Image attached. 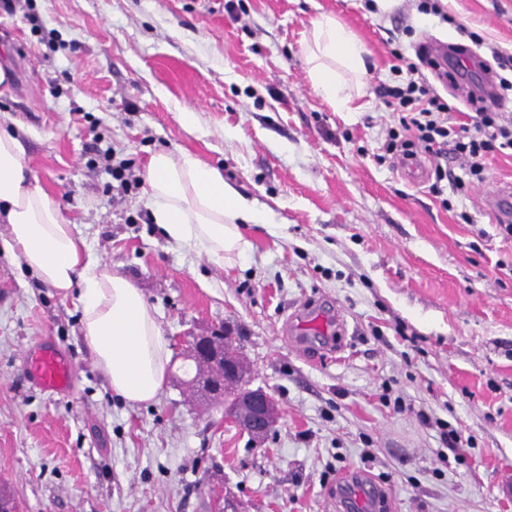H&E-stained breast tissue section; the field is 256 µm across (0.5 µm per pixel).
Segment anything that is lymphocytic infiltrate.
I'll use <instances>...</instances> for the list:
<instances>
[{"label":"lymphocytic infiltrate","mask_w":512,"mask_h":512,"mask_svg":"<svg viewBox=\"0 0 512 512\" xmlns=\"http://www.w3.org/2000/svg\"><path fill=\"white\" fill-rule=\"evenodd\" d=\"M498 87L489 104L475 106L470 123L458 124L453 106L425 78L379 85L377 92L386 105L402 114L400 130L389 133L388 151L398 159L427 154L439 182L447 178L452 162L481 176L486 156L512 150V119L504 115L512 80L500 78Z\"/></svg>","instance_id":"1"}]
</instances>
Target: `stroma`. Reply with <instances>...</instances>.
I'll use <instances>...</instances> for the list:
<instances>
[{"instance_id": "obj_1", "label": "stroma", "mask_w": 512, "mask_h": 512, "mask_svg": "<svg viewBox=\"0 0 512 512\" xmlns=\"http://www.w3.org/2000/svg\"><path fill=\"white\" fill-rule=\"evenodd\" d=\"M0 0V63L14 74L0 126L16 132L45 190L95 256L145 294L170 341L167 384L150 403L116 396L81 336L73 301L0 254V488L21 512H512V237L484 193L512 184V155L485 161L466 194L415 184L385 150L399 116L376 93L394 80L389 38L457 43L492 63L512 55V0H443L447 19L396 0ZM330 13L366 49L364 108L338 112L303 57ZM194 113L186 127L183 113ZM180 149L217 168L265 215L224 270L154 223L150 156ZM340 315L324 337L299 317ZM231 332L252 387L281 418L260 447L191 399L177 341ZM64 345L71 394L25 379L26 352ZM466 443L457 462L440 427Z\"/></svg>"}]
</instances>
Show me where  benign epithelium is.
<instances>
[{"label": "benign epithelium", "mask_w": 512, "mask_h": 512, "mask_svg": "<svg viewBox=\"0 0 512 512\" xmlns=\"http://www.w3.org/2000/svg\"><path fill=\"white\" fill-rule=\"evenodd\" d=\"M217 337H224L219 328L212 336L193 335L188 341L185 356L208 371V374L196 380L195 390L201 396L210 394L224 404L225 416L258 443L278 422V409L272 396L261 388L242 390L231 399L224 395L226 386L236 385L241 377L237 368L224 360V350L215 348L214 340Z\"/></svg>", "instance_id": "benign-epithelium-1"}]
</instances>
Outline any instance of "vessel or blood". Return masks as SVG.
Returning <instances> with one entry per match:
<instances>
[{
  "mask_svg": "<svg viewBox=\"0 0 512 512\" xmlns=\"http://www.w3.org/2000/svg\"><path fill=\"white\" fill-rule=\"evenodd\" d=\"M484 205L497 221L512 217V186L499 185L488 191ZM25 369L30 382L44 392L65 395L75 388L73 359L53 341L32 348L26 356Z\"/></svg>",
  "mask_w": 512,
  "mask_h": 512,
  "instance_id": "vessel-or-blood-1",
  "label": "vessel or blood"
}]
</instances>
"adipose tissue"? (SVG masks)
I'll return each mask as SVG.
<instances>
[{"mask_svg": "<svg viewBox=\"0 0 512 512\" xmlns=\"http://www.w3.org/2000/svg\"><path fill=\"white\" fill-rule=\"evenodd\" d=\"M315 92L337 111L354 109L343 73L362 76L364 50L335 15L311 23L304 42ZM152 216L166 236L224 269L251 244L243 233L260 223L254 204L219 170L189 152L159 151L146 168ZM0 249L21 258L38 278L82 311V336L113 392L127 402L153 401L167 382L171 349L142 290L91 254L85 238L40 185L19 138L0 129Z\"/></svg>", "mask_w": 512, "mask_h": 512, "instance_id": "ef3b65f1", "label": "adipose tissue"}]
</instances>
